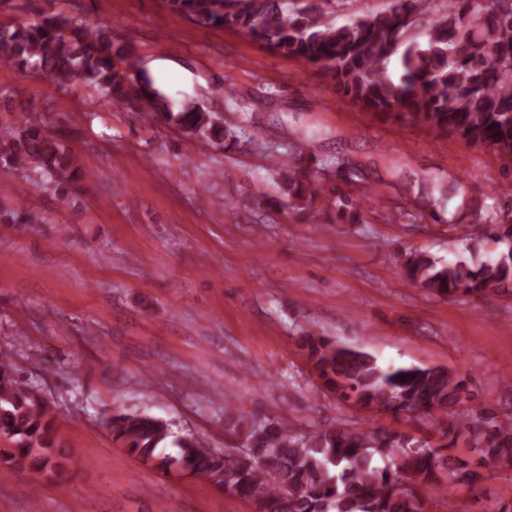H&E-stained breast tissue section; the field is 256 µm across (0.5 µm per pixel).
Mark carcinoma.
Instances as JSON below:
<instances>
[{
  "mask_svg": "<svg viewBox=\"0 0 512 512\" xmlns=\"http://www.w3.org/2000/svg\"><path fill=\"white\" fill-rule=\"evenodd\" d=\"M332 0H168L196 25L241 31L282 55L326 71L351 101L383 117L433 127L460 140L486 145L512 159V0H390L380 12L336 26L324 21ZM399 57L395 81L389 64ZM0 64L29 68L58 90L90 86L113 106L139 104L141 119L178 128L210 147L233 145L244 130L223 113L194 101L176 108L139 61L114 46L112 33L95 23L56 13L19 24L0 23ZM66 132L23 118L0 126V166L33 170L61 197L87 173L64 147ZM284 205L311 224L332 209L336 223L358 215L353 199L334 191L320 203L318 172L271 156ZM499 258L441 263L415 251L395 258L406 279L439 296H485L512 289V216L489 215ZM312 370L336 397L362 410L443 426L449 444L432 446L389 430L348 429L341 424L297 431L279 419L262 423L228 402L224 432L245 441L220 453L189 434L174 436L169 423L126 411L107 422L114 440L164 472L180 467L214 488L258 506L259 512H426L422 491L473 485L478 471L448 454L457 443L456 410L466 382L446 368H382L371 355L305 339ZM469 437L488 462L512 458V419L484 413ZM178 448L166 452L167 444ZM0 469L22 470L34 484L71 473L69 449L60 440L55 411L21 382L10 360L0 358Z\"/></svg>",
  "mask_w": 512,
  "mask_h": 512,
  "instance_id": "1",
  "label": "carcinoma"
}]
</instances>
